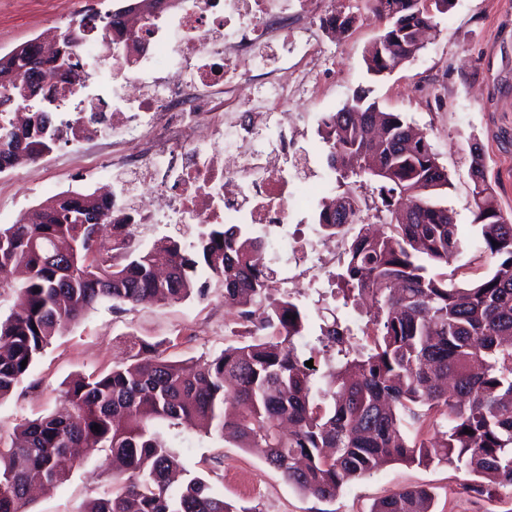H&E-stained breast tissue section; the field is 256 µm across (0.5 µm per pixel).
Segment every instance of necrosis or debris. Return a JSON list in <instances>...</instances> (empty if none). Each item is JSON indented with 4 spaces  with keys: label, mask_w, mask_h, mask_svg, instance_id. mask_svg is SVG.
Returning a JSON list of instances; mask_svg holds the SVG:
<instances>
[{
    "label": "necrosis or debris",
    "mask_w": 512,
    "mask_h": 512,
    "mask_svg": "<svg viewBox=\"0 0 512 512\" xmlns=\"http://www.w3.org/2000/svg\"><path fill=\"white\" fill-rule=\"evenodd\" d=\"M330 12L329 0H170L146 51L128 60L115 55L110 32L98 31L84 48L83 74L53 83L66 143L94 138L117 148L129 129L141 131L135 162L104 154L86 162V175H120L113 223L245 224L284 244L280 287L292 276L328 287L340 241L288 232L289 216L313 200L316 162L300 147L304 128L291 125L288 100L294 85L311 92L319 84L318 33ZM249 65L275 73L267 98L276 114L255 113L243 134L232 116L245 103ZM118 80L131 93L114 95ZM150 183L154 198L141 199L137 187Z\"/></svg>",
    "instance_id": "obj_1"
}]
</instances>
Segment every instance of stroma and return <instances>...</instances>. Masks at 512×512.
<instances>
[{
    "label": "stroma",
    "instance_id": "obj_1",
    "mask_svg": "<svg viewBox=\"0 0 512 512\" xmlns=\"http://www.w3.org/2000/svg\"><path fill=\"white\" fill-rule=\"evenodd\" d=\"M42 0H0V56L37 37L31 20ZM358 16L355 29L342 38L323 35L326 68L318 97H297L293 109L307 114L336 111L361 90L380 108L399 112L428 135L451 186L443 198L464 243L454 265V280L465 284L483 277L478 229L469 205L471 143L483 152L485 176L505 215L512 216V0H455L437 16V31L419 54L389 76L376 79L365 67L366 47L383 27L367 0H341ZM80 147L59 141L41 157L42 174L32 179L0 180V226L15 223L67 191L90 193L76 166ZM296 302L309 328L298 351L325 371L329 359L315 352L321 320L336 310L332 299L319 298L305 282L294 283ZM237 308L225 305L224 286L212 282L205 297L180 302L126 305L102 303L53 337L31 375L0 402V436L9 437L22 419H34L60 407V392L76 374L111 370L132 339L157 344L164 357L188 364L219 355L237 341ZM179 461L188 476L204 479L225 501L253 512H370L372 504L406 488L424 486L435 496V512H512V493L494 500L466 493L468 475L452 464L392 463L373 475L343 486L334 499L320 500L289 485L258 454L218 441L192 429L174 432ZM110 485L103 454L86 455L65 483L38 496L34 512H81L85 503Z\"/></svg>",
    "mask_w": 512,
    "mask_h": 512
}]
</instances>
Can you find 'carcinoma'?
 <instances>
[{
	"mask_svg": "<svg viewBox=\"0 0 512 512\" xmlns=\"http://www.w3.org/2000/svg\"><path fill=\"white\" fill-rule=\"evenodd\" d=\"M369 2L384 29L364 62L380 77L415 58L417 32L436 24L426 0ZM356 21L335 8L325 28L339 22L347 33ZM23 83L0 69V113L28 106ZM45 116L35 135L24 133L14 163L59 140L52 113ZM317 135L338 190L321 203L317 224L328 236L356 226L332 295L364 317L367 340L354 342L337 316L323 321L318 346L336 367L320 375L296 346L305 317L290 296L271 297L264 244L240 225L206 224L191 240L143 249L128 225L112 223V201L65 193L71 221L56 219V196L40 222L0 227V288L13 271L26 274L17 309L0 320V399L30 376L53 336L101 302H179L216 279L224 302L241 307L243 329L238 345L195 370L135 340L110 371L73 377L62 409L20 422L11 445L0 446V512H31L32 490L66 481L79 448L106 453L112 475V491L81 512H253L198 477L173 485L179 459L158 421H192L213 438L256 448L321 500L391 462L462 465L474 476L465 489L478 497L512 489V219L486 181L481 148H470V205L492 268L461 287L431 273L462 245L438 202L451 183L426 136L364 90ZM433 504L429 490L404 489L370 512H434Z\"/></svg>",
	"mask_w": 512,
	"mask_h": 512,
	"instance_id": "cac0c4a2",
	"label": "carcinoma"
}]
</instances>
